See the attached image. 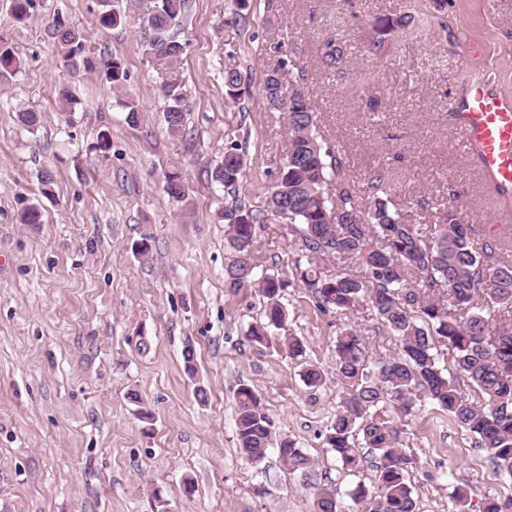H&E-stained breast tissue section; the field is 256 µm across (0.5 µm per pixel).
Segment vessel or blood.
<instances>
[{
    "label": "vessel or blood",
    "mask_w": 512,
    "mask_h": 512,
    "mask_svg": "<svg viewBox=\"0 0 512 512\" xmlns=\"http://www.w3.org/2000/svg\"><path fill=\"white\" fill-rule=\"evenodd\" d=\"M451 111L464 151L474 154L486 176L512 187V96L477 79L453 101Z\"/></svg>",
    "instance_id": "vessel-or-blood-1"
}]
</instances>
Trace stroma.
<instances>
[{
    "label": "stroma",
    "instance_id": "stroma-1",
    "mask_svg": "<svg viewBox=\"0 0 512 512\" xmlns=\"http://www.w3.org/2000/svg\"><path fill=\"white\" fill-rule=\"evenodd\" d=\"M250 2L236 24L230 0H189L176 29L187 44L184 139L167 130L165 71L147 51L136 0H111L126 21L104 33L99 0H32L23 24L0 0V36L21 61L0 78V512H156L158 489L169 512H314V493L327 485L354 512L347 491L375 472L367 465L348 475L324 446L340 396L334 345L354 322L384 353L390 334L366 310H319L294 283L284 299L288 327L306 354L292 358L279 343L246 341L262 298L224 285L217 213L228 196L208 170L230 142L242 143L248 162L237 197L261 205L287 147L285 117L261 92L265 70L279 61L302 74L318 130L345 158L349 179L385 166L414 209L449 189L478 231L495 223L501 241H512V191L501 193L461 152L450 116L471 76L512 92V0ZM58 19L84 32L92 61H123L122 90L100 70L66 67L52 35ZM329 39L344 47L340 62L322 57ZM375 42L381 55L370 52ZM230 68L250 91L237 107L225 97ZM61 81L75 97L68 111L53 92ZM127 100L142 112L139 126L125 121ZM28 109L40 115L33 130L18 119ZM103 132L107 151L98 147ZM174 165L187 184L180 201L164 190ZM45 170L55 181L50 198L41 193ZM30 205L41 223H20ZM259 238L263 264L291 272L298 245L287 219L270 217ZM309 363L325 372L315 389L302 379ZM242 383L261 397L276 432L314 459L311 478L276 453L258 467L242 455L234 425ZM404 429L403 444L420 461L410 474L418 512H456L453 490L462 484L469 512L488 496L512 503V479L447 413L416 409Z\"/></svg>",
    "mask_w": 512,
    "mask_h": 512
}]
</instances>
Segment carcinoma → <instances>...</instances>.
Segmentation results:
<instances>
[{"mask_svg": "<svg viewBox=\"0 0 512 512\" xmlns=\"http://www.w3.org/2000/svg\"><path fill=\"white\" fill-rule=\"evenodd\" d=\"M186 0H148L142 22L150 33L148 50L168 70L161 86L164 120L170 133L187 136V94L179 77L185 43L172 32ZM124 22L103 0L97 17L101 31ZM53 38L67 65L94 69L85 55L82 30L56 20ZM115 89L127 81L123 62L107 56L99 62ZM21 69L9 42L0 36V76ZM284 66L267 71L262 95L269 109L285 114L288 147L263 205L235 202L224 206L227 261L224 283L233 290L256 288L263 299V321L252 325V343L268 342L286 330L282 303L287 282L270 273L257 257L239 265L242 245L258 250L259 230L269 216L286 215L299 246L296 273L319 308L340 313L366 307L394 341V352L373 358L362 329L349 327L336 338V379L341 393L324 444L344 470L357 475L363 449L377 455L375 481L358 483L349 496L361 512H418L409 473L418 458L402 448V417L429 402L448 413L502 472L512 475V249L476 236L459 212L457 197L437 196L421 214L393 195L392 182L380 171L365 178L360 191L344 176L341 157L321 138L317 115L303 87L279 78ZM226 96L244 94L241 75L224 71ZM247 157L241 146L224 148L210 170L212 183L236 193ZM164 190L177 201L186 195L178 168L165 176ZM350 262L355 269L331 271L326 262ZM235 432L241 452L264 462L270 451L294 471L308 473L314 461L288 437H277L260 397L248 385L238 387ZM315 512H340L338 491L320 487Z\"/></svg>", "mask_w": 512, "mask_h": 512, "instance_id": "obj_1", "label": "carcinoma"}]
</instances>
